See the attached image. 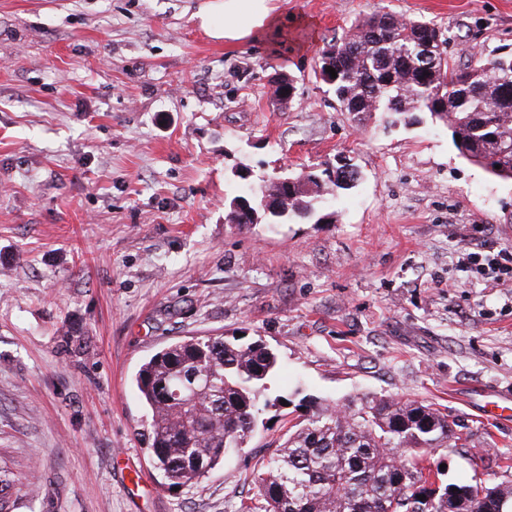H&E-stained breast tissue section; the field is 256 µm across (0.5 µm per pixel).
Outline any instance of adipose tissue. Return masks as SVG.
<instances>
[{
    "mask_svg": "<svg viewBox=\"0 0 512 512\" xmlns=\"http://www.w3.org/2000/svg\"><path fill=\"white\" fill-rule=\"evenodd\" d=\"M199 20L211 37L233 43L277 29L281 16L273 0H213Z\"/></svg>",
    "mask_w": 512,
    "mask_h": 512,
    "instance_id": "obj_1",
    "label": "adipose tissue"
}]
</instances>
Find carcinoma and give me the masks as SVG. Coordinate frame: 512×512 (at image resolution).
I'll return each instance as SVG.
<instances>
[{"label": "carcinoma", "instance_id": "carcinoma-1", "mask_svg": "<svg viewBox=\"0 0 512 512\" xmlns=\"http://www.w3.org/2000/svg\"><path fill=\"white\" fill-rule=\"evenodd\" d=\"M440 29L393 14L357 21L325 46L337 77L322 78L344 111L426 112L445 122L460 155L512 180V53L460 66L448 59ZM294 177L287 213L316 212L326 183L346 190L356 168ZM275 354L257 341L184 338L140 367L136 386L149 408L147 442L169 489L205 477L254 432L259 411L276 405L267 381ZM465 440L459 425L428 403L381 396L321 404L292 425L255 477L263 512H512V479L483 487L444 483L429 456ZM426 499L420 500L418 496Z\"/></svg>", "mask_w": 512, "mask_h": 512}]
</instances>
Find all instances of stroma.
Listing matches in <instances>:
<instances>
[{
    "label": "stroma",
    "instance_id": "35a3bbf8",
    "mask_svg": "<svg viewBox=\"0 0 512 512\" xmlns=\"http://www.w3.org/2000/svg\"><path fill=\"white\" fill-rule=\"evenodd\" d=\"M209 2L0 0V512H238L285 419L364 396L438 404L470 434L437 455L448 480H502L512 421L478 394L512 398V283L464 261L481 241L512 253V182L428 114L355 120L317 70L379 12L477 62L512 46V0H278L287 34L235 45L199 26ZM340 154L360 178L316 216L228 220L239 192ZM220 334L268 347V395L288 402L171 490L136 375Z\"/></svg>",
    "mask_w": 512,
    "mask_h": 512
}]
</instances>
